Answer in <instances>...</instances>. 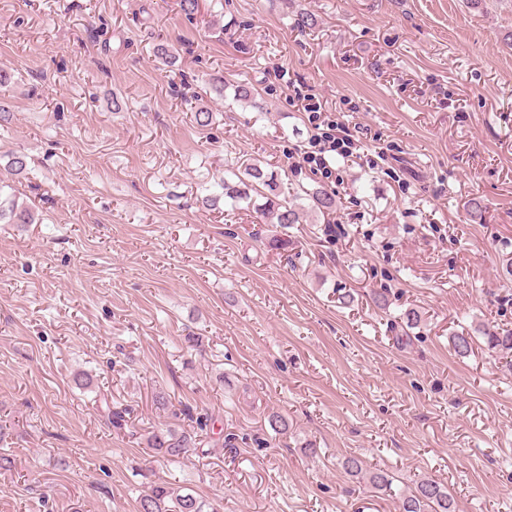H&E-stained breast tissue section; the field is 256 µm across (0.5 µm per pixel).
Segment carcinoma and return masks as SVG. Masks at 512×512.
I'll return each instance as SVG.
<instances>
[{
  "label": "carcinoma",
  "mask_w": 512,
  "mask_h": 512,
  "mask_svg": "<svg viewBox=\"0 0 512 512\" xmlns=\"http://www.w3.org/2000/svg\"><path fill=\"white\" fill-rule=\"evenodd\" d=\"M234 96L240 103L252 108L262 109L254 93L246 84L235 87ZM218 191L202 198L209 207L224 205L236 208L241 203H252V194L256 193L265 202L256 206L260 216L269 224H298L304 210L315 214H325L336 209V198L323 188H316L308 194L307 204L281 203L282 182L278 172L265 170L256 164H247L243 171L233 172L217 183ZM10 224H33L35 216L30 209L20 207L13 201L0 204V221ZM479 332L488 350L502 354H512V331L501 330L494 326H482ZM452 348L456 355L467 357L473 351V337L466 333H457L451 337ZM147 447L169 462L184 458L194 447L191 434L183 429L168 426L151 433L146 439ZM343 469L353 478L361 480L378 491L391 487L389 475L376 469L364 468L362 461L350 456L342 461ZM206 503L196 496L180 493V490L168 483H156L139 500V512H206ZM399 512H455L454 501L448 494V488L430 478L417 482L413 491L399 497Z\"/></svg>",
  "instance_id": "cac0c4a2"
}]
</instances>
